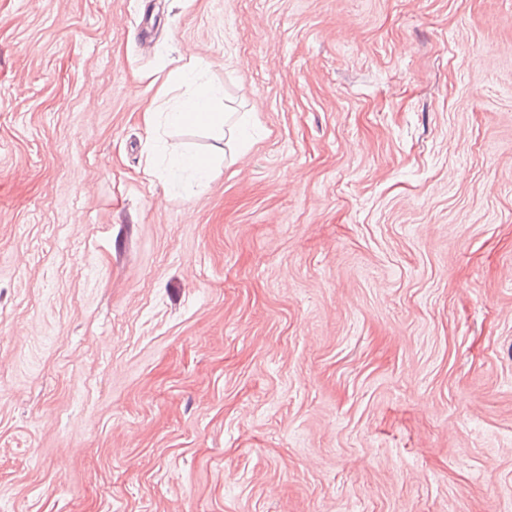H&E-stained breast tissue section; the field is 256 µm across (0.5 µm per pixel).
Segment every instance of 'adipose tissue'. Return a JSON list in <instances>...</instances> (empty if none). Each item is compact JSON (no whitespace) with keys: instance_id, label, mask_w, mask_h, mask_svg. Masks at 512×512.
Returning <instances> with one entry per match:
<instances>
[{"instance_id":"1","label":"adipose tissue","mask_w":512,"mask_h":512,"mask_svg":"<svg viewBox=\"0 0 512 512\" xmlns=\"http://www.w3.org/2000/svg\"><path fill=\"white\" fill-rule=\"evenodd\" d=\"M201 66L191 61L172 70L168 76L171 83L184 86L186 93L179 106L164 115L145 111L144 121L147 126H154L157 119H164L166 125L181 128L196 127L208 131L212 142L205 155L188 153L181 143H166L165 150L170 159V179H180L183 174H191L198 181L208 180L212 164L223 157L229 143L245 145L248 140L246 123L232 121L230 113L224 112L216 105L217 91L199 85Z\"/></svg>"}]
</instances>
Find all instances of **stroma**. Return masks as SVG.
<instances>
[{"mask_svg": "<svg viewBox=\"0 0 512 512\" xmlns=\"http://www.w3.org/2000/svg\"><path fill=\"white\" fill-rule=\"evenodd\" d=\"M0 512H512V0H0ZM202 67L195 61H189L169 73L168 81L186 86V93L179 106L173 112H153L148 108L144 112V121L148 127L156 124L157 114L163 117L165 124L174 128L185 126L196 127L211 134L212 143L207 155L188 153L179 142H167L165 150L169 155V178L180 179L189 172L196 180L207 181L210 177L212 164L224 157L225 148L234 140L239 146H245L248 140L246 123L238 121L230 124L232 113L225 112L216 106L218 90L197 84ZM229 131L226 138L224 128Z\"/></svg>", "mask_w": 512, "mask_h": 512, "instance_id": "stroma-1", "label": "stroma"}]
</instances>
